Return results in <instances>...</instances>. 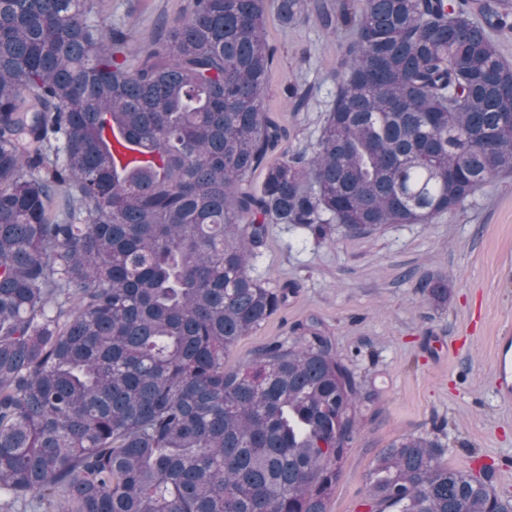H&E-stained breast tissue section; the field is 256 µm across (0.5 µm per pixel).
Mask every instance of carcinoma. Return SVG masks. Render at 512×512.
<instances>
[{"instance_id": "1", "label": "carcinoma", "mask_w": 512, "mask_h": 512, "mask_svg": "<svg viewBox=\"0 0 512 512\" xmlns=\"http://www.w3.org/2000/svg\"><path fill=\"white\" fill-rule=\"evenodd\" d=\"M89 2L0 0V512H325L360 384L315 329L224 369L288 297L250 260L269 224H428L511 173L512 0H187L135 64ZM270 4L349 33L308 149L263 103ZM114 127L147 146L121 174ZM442 456L393 444L369 502L512 512Z\"/></svg>"}]
</instances>
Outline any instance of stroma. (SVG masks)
I'll list each match as a JSON object with an SVG mask.
<instances>
[{
	"label": "stroma",
	"mask_w": 512,
	"mask_h": 512,
	"mask_svg": "<svg viewBox=\"0 0 512 512\" xmlns=\"http://www.w3.org/2000/svg\"><path fill=\"white\" fill-rule=\"evenodd\" d=\"M185 2L92 0L91 10L143 47ZM266 35L273 62L265 105L285 130L284 148L298 150L321 134L348 34L324 31L311 15L286 27L270 9ZM289 85L311 88L307 106L293 109ZM251 273L266 287L287 288L288 298L225 354V368L275 342L301 344L314 327L361 385L359 424L326 512H368L375 459L419 434L437 439L451 468L493 466L497 493L512 500V398L496 396L491 384L496 340L512 332V175L428 224L359 235L335 226L323 238L268 225ZM430 274L448 278L445 307L428 304L419 288Z\"/></svg>",
	"instance_id": "1"
}]
</instances>
